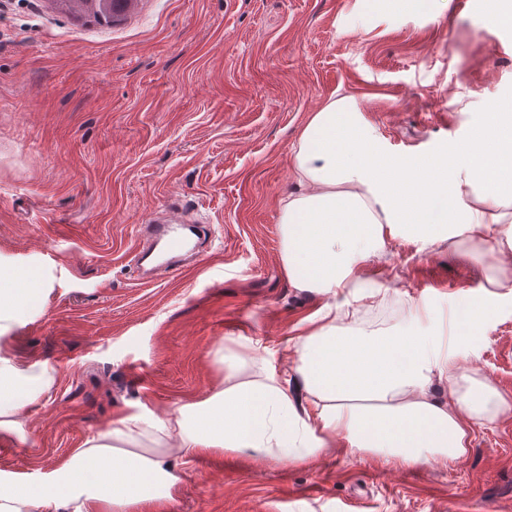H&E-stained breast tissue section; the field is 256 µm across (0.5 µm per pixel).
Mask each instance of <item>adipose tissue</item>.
I'll use <instances>...</instances> for the list:
<instances>
[{
	"instance_id": "adipose-tissue-1",
	"label": "adipose tissue",
	"mask_w": 512,
	"mask_h": 512,
	"mask_svg": "<svg viewBox=\"0 0 512 512\" xmlns=\"http://www.w3.org/2000/svg\"><path fill=\"white\" fill-rule=\"evenodd\" d=\"M295 192L279 201L281 262L289 283L325 296L294 344L292 371L248 369L260 343L224 359V383L164 416L133 413L98 431L36 480H0V512H145L174 501L177 462L215 450L302 464L344 446L351 457L414 465L463 458L475 427L512 408L421 336L412 324L343 333L353 303L385 297L365 274L389 239L412 230L422 248L481 266L490 288L512 290V271L485 265L483 245L512 253V104L494 106L479 137L452 158L404 171L379 150L352 96L310 114L294 155ZM34 294L26 271L0 279V334L24 319ZM447 380L439 393L434 384ZM47 366L0 348V430L50 387Z\"/></svg>"
}]
</instances>
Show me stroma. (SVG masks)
Wrapping results in <instances>:
<instances>
[{
	"instance_id": "1",
	"label": "stroma",
	"mask_w": 512,
	"mask_h": 512,
	"mask_svg": "<svg viewBox=\"0 0 512 512\" xmlns=\"http://www.w3.org/2000/svg\"><path fill=\"white\" fill-rule=\"evenodd\" d=\"M488 5L133 0L99 24L52 0H0V275L24 269L39 287L5 343L55 374L22 411L23 437L0 433V475L51 471L135 407L161 416L205 397L224 381L218 349L252 340L284 366L325 302L280 263L278 201L309 114L350 95L384 155L451 156L512 98V26L489 27ZM171 202L210 225L208 243L182 271L140 277L138 226ZM366 274L428 303L425 335L462 300L490 308L448 354L512 403L511 292L408 235ZM404 316L377 300L344 326L384 332ZM177 474L158 512H512V413L475 427L446 467L221 452Z\"/></svg>"
}]
</instances>
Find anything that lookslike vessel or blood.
<instances>
[{"label":"vessel or blood","mask_w":512,"mask_h":512,"mask_svg":"<svg viewBox=\"0 0 512 512\" xmlns=\"http://www.w3.org/2000/svg\"><path fill=\"white\" fill-rule=\"evenodd\" d=\"M204 225L184 219L181 210L172 209L164 220L149 219L139 226L140 241L134 250V266H146L157 260L165 271H176L186 261L196 258L195 242L205 235Z\"/></svg>","instance_id":"vessel-or-blood-1"}]
</instances>
